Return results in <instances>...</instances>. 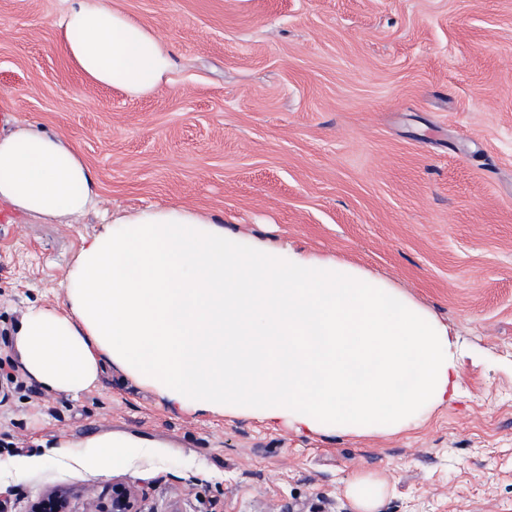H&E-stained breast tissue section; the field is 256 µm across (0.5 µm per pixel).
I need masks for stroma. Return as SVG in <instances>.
<instances>
[{"label": "stroma", "mask_w": 512, "mask_h": 512, "mask_svg": "<svg viewBox=\"0 0 512 512\" xmlns=\"http://www.w3.org/2000/svg\"><path fill=\"white\" fill-rule=\"evenodd\" d=\"M171 50L169 81L130 98L86 82L61 0H0V130L73 143L97 210L45 220L0 204V512L47 489L71 512L145 489L142 512H512V0H111ZM180 205L244 242L385 280L448 324L456 401L392 435L299 434L252 413L187 414L119 370L78 397L25 375L26 311L60 284L104 213ZM140 443L77 466L85 440ZM85 448L86 456L80 461V466L107 475L114 468L121 467L134 448L140 447L128 440L112 439V435H108L90 439ZM385 484L382 478L356 473L348 482V494L354 501L357 512H378Z\"/></svg>", "instance_id": "1"}]
</instances>
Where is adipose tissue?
I'll return each mask as SVG.
<instances>
[{
    "label": "adipose tissue",
    "mask_w": 512,
    "mask_h": 512,
    "mask_svg": "<svg viewBox=\"0 0 512 512\" xmlns=\"http://www.w3.org/2000/svg\"><path fill=\"white\" fill-rule=\"evenodd\" d=\"M62 49L88 83L132 98L173 68L162 39L108 0H65ZM39 218L94 209L91 171L36 125L0 135V204ZM181 206L125 211L81 249L65 306L31 307L16 335L26 375L78 395L116 365L180 409H252L312 433L395 434L454 397L444 323L362 270L242 243ZM133 442L90 439L80 465L106 475Z\"/></svg>",
    "instance_id": "adipose-tissue-1"
}]
</instances>
